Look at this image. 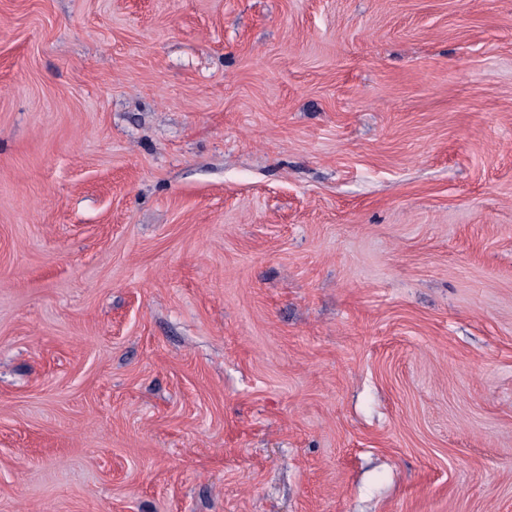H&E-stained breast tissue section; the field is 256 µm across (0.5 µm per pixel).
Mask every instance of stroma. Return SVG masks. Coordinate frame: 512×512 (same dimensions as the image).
I'll return each mask as SVG.
<instances>
[{"mask_svg":"<svg viewBox=\"0 0 512 512\" xmlns=\"http://www.w3.org/2000/svg\"><path fill=\"white\" fill-rule=\"evenodd\" d=\"M0 512H512V0H0Z\"/></svg>","mask_w":512,"mask_h":512,"instance_id":"stroma-1","label":"stroma"}]
</instances>
